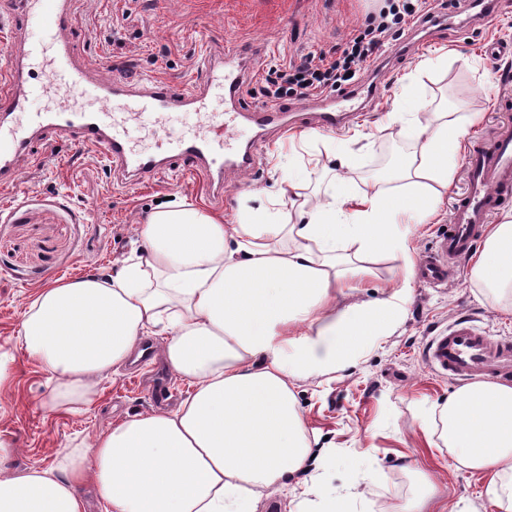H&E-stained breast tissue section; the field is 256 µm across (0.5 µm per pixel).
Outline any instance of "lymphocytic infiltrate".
<instances>
[{
  "label": "lymphocytic infiltrate",
  "mask_w": 512,
  "mask_h": 512,
  "mask_svg": "<svg viewBox=\"0 0 512 512\" xmlns=\"http://www.w3.org/2000/svg\"><path fill=\"white\" fill-rule=\"evenodd\" d=\"M433 17V12H419L411 0H385L379 13L343 44L268 70L263 78L265 97L269 103L279 105L345 91L355 84L361 71L376 62L377 53L391 31Z\"/></svg>",
  "instance_id": "lymphocytic-infiltrate-1"
}]
</instances>
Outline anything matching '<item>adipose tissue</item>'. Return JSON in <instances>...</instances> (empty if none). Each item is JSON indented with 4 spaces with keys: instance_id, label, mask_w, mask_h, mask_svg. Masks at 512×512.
Masks as SVG:
<instances>
[{
    "instance_id": "1",
    "label": "adipose tissue",
    "mask_w": 512,
    "mask_h": 512,
    "mask_svg": "<svg viewBox=\"0 0 512 512\" xmlns=\"http://www.w3.org/2000/svg\"><path fill=\"white\" fill-rule=\"evenodd\" d=\"M409 131L420 149L397 190L343 180L314 203L288 177L233 224L169 205L140 228L143 261L39 290L19 335L56 381L52 410L82 411L150 335L192 391L60 449L51 468L0 470V512H87L89 488L100 512H256L262 490L305 469L313 448L289 381L335 372L399 323L415 266L405 226L447 193L464 134L445 116L411 118ZM381 254L402 260L393 297L337 308V290L367 272L360 259ZM473 275L512 295V219L490 231ZM443 411L457 467L489 473L495 504L512 512V385H470Z\"/></svg>"
}]
</instances>
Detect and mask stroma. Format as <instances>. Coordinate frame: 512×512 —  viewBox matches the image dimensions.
I'll list each match as a JSON object with an SVG mask.
<instances>
[{
	"mask_svg": "<svg viewBox=\"0 0 512 512\" xmlns=\"http://www.w3.org/2000/svg\"><path fill=\"white\" fill-rule=\"evenodd\" d=\"M382 0H70L68 33L79 61L92 72L116 79L158 78L181 86L196 75L203 52L220 53L250 42L265 52L252 70L241 98L243 108L264 105L261 76L266 67L308 52L329 50L349 38L379 9ZM404 35L389 37L387 64L365 74L361 86L375 85L370 104L354 101L351 121L335 132L317 131L318 143L349 150L343 173L359 191L393 188L401 160L417 143L391 112L396 105L422 101L421 118L453 113L467 133L463 146L489 134L512 101V81L501 79L512 59L489 55L490 43L512 44V0L462 35L442 27L401 53ZM446 55L445 64L411 75L421 61ZM359 141H352L353 132ZM301 128L275 135L258 148L253 169L227 173L222 197L207 191L202 177L169 173L129 185L114 177L99 153L48 137L35 144L34 158L20 181L0 187V357L7 374L0 381V440L16 453L12 467H50L59 449L74 439L100 433L114 422L157 409H173L189 391L187 382L162 370L158 361L136 363L100 380L93 404L77 414L48 412L53 382L27 356L18 330L32 297L55 280L86 274L113 275L141 256L139 233L159 200L202 206L234 223L245 206L274 190L285 175L306 184L308 197L320 195V173L308 159L314 146L302 143ZM464 186V166L456 164L448 192L424 223L409 227L414 257L430 251L448 222L449 208ZM474 261H462L445 285L415 283L405 313L391 336L365 345L335 373L298 378L291 388L314 448L331 453L323 470L327 487H351L354 512H403L406 503L434 488L426 512H455L469 502L476 512H498L486 496L490 477L456 468L438 436L420 423L441 425L440 410L459 385L434 374L422 352L431 336L456 316L467 315L493 338L512 339V299H500L477 282ZM397 256L368 263L370 277L337 296L343 307L395 292ZM310 475L263 492L257 512H300L312 498Z\"/></svg>",
	"mask_w": 512,
	"mask_h": 512,
	"instance_id": "stroma-1",
	"label": "stroma"
}]
</instances>
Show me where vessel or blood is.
<instances>
[{
  "mask_svg": "<svg viewBox=\"0 0 512 512\" xmlns=\"http://www.w3.org/2000/svg\"><path fill=\"white\" fill-rule=\"evenodd\" d=\"M15 5L20 14L35 21L37 33L24 37L11 53L10 64L0 70L1 186L17 183L22 162L31 156L32 143L51 133L57 140L75 141L98 151L110 170L130 181L150 179L168 173L172 165H182L205 177L218 197L224 192L225 170H247L254 163L252 150L233 145L235 133L257 137L286 129L289 120L296 118L334 130L348 118L339 95L286 108H241L248 73L262 56L260 48L247 43L220 56L205 55L199 78L181 90L159 79L133 84L90 75L74 61L63 38L68 20L65 0H15ZM40 57L47 61V78L63 104L52 111L32 113L28 102L35 87L24 83L23 75ZM214 86L223 92L225 111L209 109L208 93ZM117 108L145 122L166 112L203 114L207 125L175 140L162 139L155 152L140 154L132 150L128 130L108 123V114ZM511 199L512 123L506 121L467 151L463 194L452 205L434 249L421 259V277L437 285L450 281L497 210ZM425 362L435 373L454 380L506 377L512 375V345L495 341L461 317L431 338Z\"/></svg>",
  "mask_w": 512,
  "mask_h": 512,
  "instance_id": "1",
  "label": "vessel or blood"
}]
</instances>
